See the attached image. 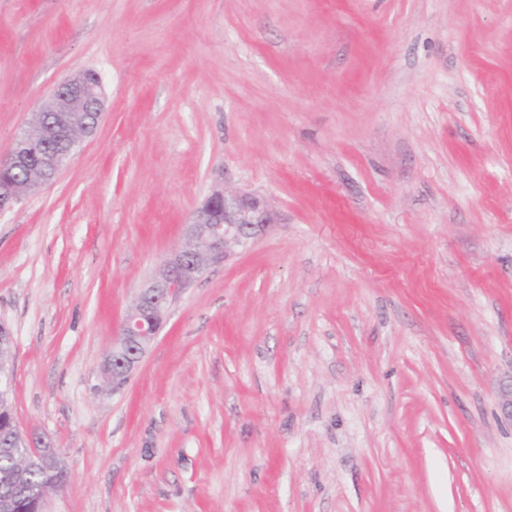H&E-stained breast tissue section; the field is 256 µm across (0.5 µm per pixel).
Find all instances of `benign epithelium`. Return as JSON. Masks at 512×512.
I'll use <instances>...</instances> for the list:
<instances>
[{
    "label": "benign epithelium",
    "instance_id": "benign-epithelium-1",
    "mask_svg": "<svg viewBox=\"0 0 512 512\" xmlns=\"http://www.w3.org/2000/svg\"><path fill=\"white\" fill-rule=\"evenodd\" d=\"M39 111L51 113L52 121L30 122L11 149L0 155V170L29 172L37 169L57 175L99 125L104 112L102 83L91 81L86 72L69 75L55 85L49 100ZM47 184L49 181L43 178L21 185L0 183V215ZM272 223V212L257 196L228 195L222 190L213 192L185 222L184 243L140 289L135 307L125 318L103 359L102 373H112L116 357L134 345L138 348L137 357L127 365V372H132L155 340L159 332L155 322H163L174 294L193 285L209 267L224 263L232 247H243L265 234ZM9 358L10 351L0 349L1 393L9 392L12 383ZM25 439L28 448L13 468L17 481H25L29 471L36 467L69 474L56 450L42 437L27 434Z\"/></svg>",
    "mask_w": 512,
    "mask_h": 512
}]
</instances>
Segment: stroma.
I'll use <instances>...</instances> for the list:
<instances>
[{
	"instance_id": "1",
	"label": "stroma",
	"mask_w": 512,
	"mask_h": 512,
	"mask_svg": "<svg viewBox=\"0 0 512 512\" xmlns=\"http://www.w3.org/2000/svg\"><path fill=\"white\" fill-rule=\"evenodd\" d=\"M87 69L96 133L0 216L50 512H512V0H0V154ZM217 188L273 224L106 388Z\"/></svg>"
}]
</instances>
